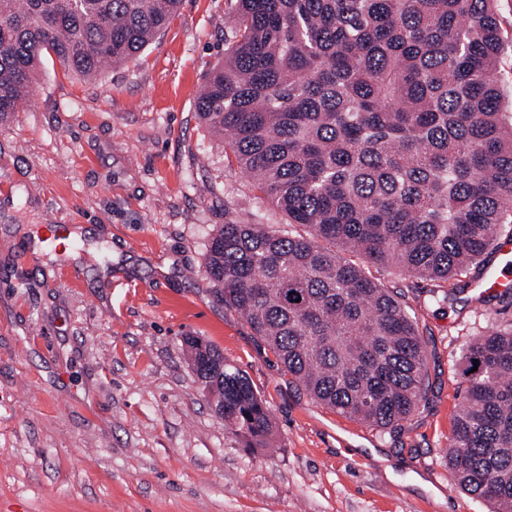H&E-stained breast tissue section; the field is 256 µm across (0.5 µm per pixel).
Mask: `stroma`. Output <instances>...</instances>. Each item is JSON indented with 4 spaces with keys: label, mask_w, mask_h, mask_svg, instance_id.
<instances>
[{
    "label": "stroma",
    "mask_w": 512,
    "mask_h": 512,
    "mask_svg": "<svg viewBox=\"0 0 512 512\" xmlns=\"http://www.w3.org/2000/svg\"><path fill=\"white\" fill-rule=\"evenodd\" d=\"M235 0H182L126 65L87 80L44 56L0 120V512H491L448 467L465 345L512 323V293L478 304L484 270L444 286L367 274L414 312L429 390L397 432L314 401L205 273L219 224L286 228L196 108L238 27ZM72 227L69 246L43 225ZM450 299H442V292ZM250 378L277 445L226 429L186 335Z\"/></svg>",
    "instance_id": "obj_1"
}]
</instances>
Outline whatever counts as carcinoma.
Instances as JSON below:
<instances>
[{
    "mask_svg": "<svg viewBox=\"0 0 512 512\" xmlns=\"http://www.w3.org/2000/svg\"><path fill=\"white\" fill-rule=\"evenodd\" d=\"M179 6L0 0V119L27 102L44 55L96 78L133 60ZM236 7L237 41L208 74L198 114L305 233L221 224L206 272L314 400L393 431L425 397L427 351L416 317L365 266L446 283L512 224V101L498 79L494 0ZM184 343L224 426L269 447L271 415L248 377L211 343ZM462 359L448 466L493 512H512V328L475 337Z\"/></svg>",
    "mask_w": 512,
    "mask_h": 512,
    "instance_id": "carcinoma-1",
    "label": "carcinoma"
}]
</instances>
